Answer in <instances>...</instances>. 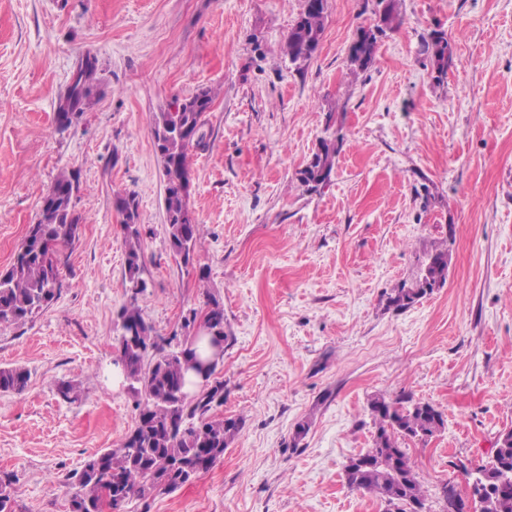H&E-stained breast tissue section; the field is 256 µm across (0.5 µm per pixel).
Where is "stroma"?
I'll return each mask as SVG.
<instances>
[{"label":"stroma","instance_id":"obj_1","mask_svg":"<svg viewBox=\"0 0 512 512\" xmlns=\"http://www.w3.org/2000/svg\"><path fill=\"white\" fill-rule=\"evenodd\" d=\"M374 5L328 0L319 49L298 70L280 46L301 0H0V272L61 169L80 173L83 218L57 299L0 324V368L29 374L24 393L0 392L14 512H69L72 474L135 426V395L110 378L133 295L165 339L219 300L220 412L243 427L208 472L120 512H384L344 481L372 446L377 394L444 413V432L404 448L426 512H448L446 486L473 512L460 468L512 429V0H400L401 25L353 76L348 47ZM434 30L454 57L442 77L422 52ZM86 53L101 96L59 127L58 98ZM202 87L219 95L189 159L198 243L187 266L165 232L151 124ZM330 115L345 139L330 185L309 193L298 172ZM123 193L142 228L137 295L113 208ZM442 243L444 287L389 307Z\"/></svg>","mask_w":512,"mask_h":512}]
</instances>
